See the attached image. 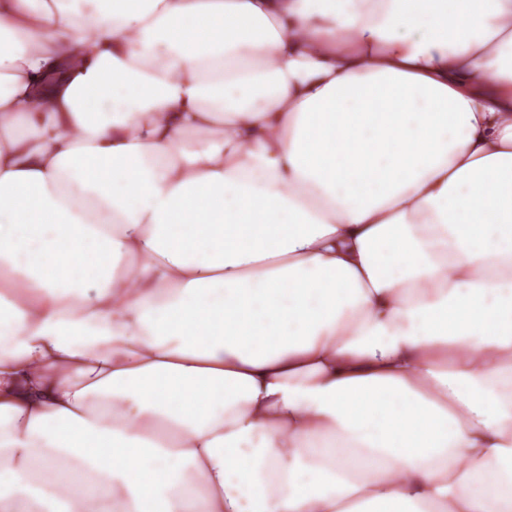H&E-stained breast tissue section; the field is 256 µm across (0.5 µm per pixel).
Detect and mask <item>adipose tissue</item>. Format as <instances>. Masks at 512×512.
Listing matches in <instances>:
<instances>
[{"instance_id": "1", "label": "adipose tissue", "mask_w": 512, "mask_h": 512, "mask_svg": "<svg viewBox=\"0 0 512 512\" xmlns=\"http://www.w3.org/2000/svg\"><path fill=\"white\" fill-rule=\"evenodd\" d=\"M0 512H512V0H0Z\"/></svg>"}]
</instances>
